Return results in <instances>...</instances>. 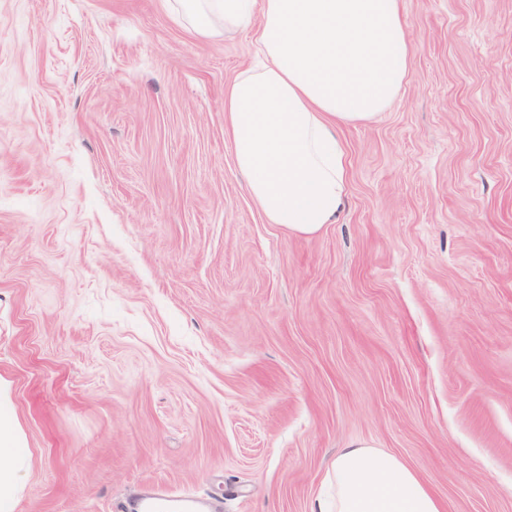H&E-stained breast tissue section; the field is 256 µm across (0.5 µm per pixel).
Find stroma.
Here are the masks:
<instances>
[{
    "label": "stroma",
    "mask_w": 512,
    "mask_h": 512,
    "mask_svg": "<svg viewBox=\"0 0 512 512\" xmlns=\"http://www.w3.org/2000/svg\"><path fill=\"white\" fill-rule=\"evenodd\" d=\"M333 224L267 223L224 133L249 34L161 0H0V377L16 512H315L364 442L512 512V0H403ZM0 377V512H15L33 469V455ZM134 510L135 512H203L200 501L194 496L148 498L142 500Z\"/></svg>",
    "instance_id": "obj_1"
}]
</instances>
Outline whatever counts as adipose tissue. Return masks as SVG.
I'll return each mask as SVG.
<instances>
[{
    "mask_svg": "<svg viewBox=\"0 0 512 512\" xmlns=\"http://www.w3.org/2000/svg\"><path fill=\"white\" fill-rule=\"evenodd\" d=\"M175 2L197 35H251L257 63L224 88L235 162L269 223L318 234L344 202L342 125L383 112L411 70L402 0ZM4 388L0 379V512H16L33 455ZM329 482L318 512H447L415 471L363 442L337 452Z\"/></svg>",
    "mask_w": 512,
    "mask_h": 512,
    "instance_id": "obj_1",
    "label": "adipose tissue"
}]
</instances>
